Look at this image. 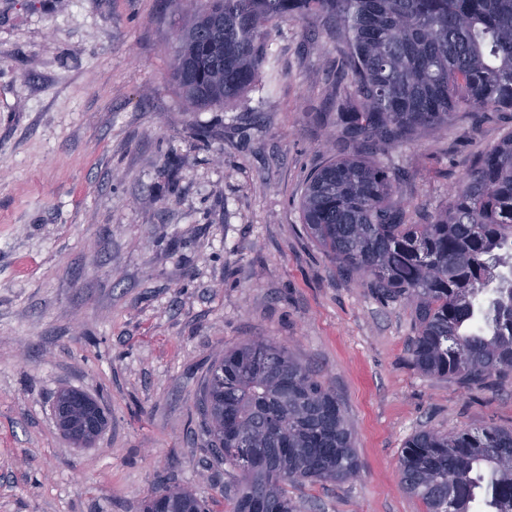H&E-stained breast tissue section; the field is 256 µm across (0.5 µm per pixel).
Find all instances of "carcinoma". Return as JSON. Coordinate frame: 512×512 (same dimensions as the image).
Masks as SVG:
<instances>
[{
  "mask_svg": "<svg viewBox=\"0 0 512 512\" xmlns=\"http://www.w3.org/2000/svg\"><path fill=\"white\" fill-rule=\"evenodd\" d=\"M171 79L196 111L240 97L263 67L271 28L314 19L337 28L336 124L373 150L414 144L461 111H512V0H185ZM405 173L365 158L332 160L300 201L313 240L377 298L412 306L411 362L464 387L512 375V133L479 152L428 224L406 221ZM198 411L212 460L238 475L227 512H295L288 484L359 476L336 393L286 347L253 340L211 366ZM400 485L425 512H512V429H421L399 458ZM143 512H209L175 488Z\"/></svg>",
  "mask_w": 512,
  "mask_h": 512,
  "instance_id": "obj_1",
  "label": "carcinoma"
}]
</instances>
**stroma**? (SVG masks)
<instances>
[{
    "mask_svg": "<svg viewBox=\"0 0 512 512\" xmlns=\"http://www.w3.org/2000/svg\"><path fill=\"white\" fill-rule=\"evenodd\" d=\"M174 0H0V512H140L156 489L225 500L197 399L214 360L266 339L330 386L361 465L290 485L298 512H424L398 459L421 429L512 428V378L417 371L412 307L373 295L308 234L309 176L341 156L404 170L411 220L444 205L512 112L371 154L336 124V38L273 28L274 83L192 110L170 73ZM69 388L108 425L56 428Z\"/></svg>",
    "mask_w": 512,
    "mask_h": 512,
    "instance_id": "obj_1",
    "label": "stroma"
}]
</instances>
